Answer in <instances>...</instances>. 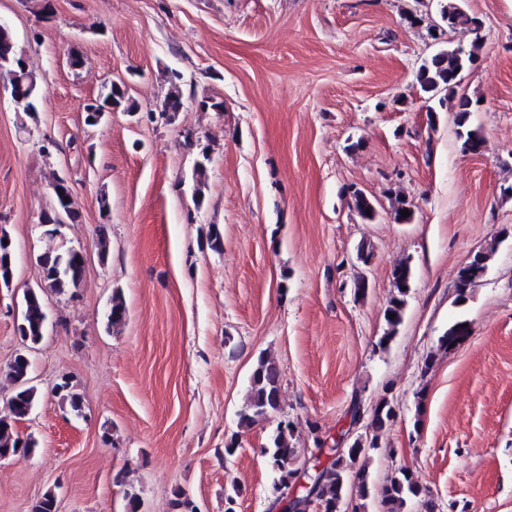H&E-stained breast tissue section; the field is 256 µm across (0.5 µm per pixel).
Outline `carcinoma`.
<instances>
[{
    "label": "carcinoma",
    "mask_w": 512,
    "mask_h": 512,
    "mask_svg": "<svg viewBox=\"0 0 512 512\" xmlns=\"http://www.w3.org/2000/svg\"><path fill=\"white\" fill-rule=\"evenodd\" d=\"M457 29H465L474 35L470 48L462 46L441 49L424 60L415 72V80L420 91L428 100H437L438 105L453 99L456 101L458 132L462 139L461 147L464 151L478 154L485 146V138L481 130L470 123L474 104L471 98L458 94L461 74L477 61L475 53L476 44L482 39V20L464 10L458 0H447L441 6L439 22L428 26L429 35L446 42V37ZM9 60L10 63L26 61L24 51L18 46L17 40L10 29L0 30V60ZM183 75L177 70L168 72L170 89L164 98L167 111L158 113V117L167 123L176 120L177 114L183 108V94L181 90ZM39 77H34L33 83H24L20 88L19 96L29 98L21 107V111L28 116L38 112ZM99 99L121 109L131 117H138L140 105L128 93L124 84L110 83L104 86ZM197 158L193 165L192 201L196 209H201L206 201L204 189L208 165L211 162L210 147L196 144ZM52 186L58 189L54 198V206L61 210L67 206L69 184L65 183L61 175H56ZM353 208L365 222L375 220L377 209L374 201L360 189L351 191ZM407 210L410 216L404 217L401 211ZM390 216L397 224H410L415 217L414 205L404 195L394 193L390 195ZM205 243L209 249L219 251L223 247V235L219 225L210 224L205 231ZM12 251V243L8 242L6 232L0 233V281L8 282L13 277L14 266L2 261L3 252ZM494 248L477 252L472 260L458 272L457 300L464 302L470 286L485 274ZM85 273V258L82 251L75 248H66L45 255L42 280L44 285L30 291H24L21 305V315L16 326V332L23 345L9 363V376L14 390L8 401V414L0 416V450H14L19 447V434L15 429V422L29 416L39 400L36 385L32 384V362L29 350L36 347L43 338L47 321V311L44 297L52 291L62 293L68 288H76L83 280ZM413 268L409 261L396 265L392 271V279L397 294L390 297L384 310V319L387 329L379 340L378 346L383 347L396 335L398 327L403 322L406 307V296L413 279ZM126 305L120 291L112 294L110 307L107 311L108 327L113 328L121 324L126 318ZM395 318H389V315ZM462 323L451 325L438 339L439 346L448 349L462 340L459 335ZM280 373L274 361L259 357L250 375V392L245 406L239 411V424L247 427L250 424L268 415H273L280 409ZM56 395L62 404L68 406L77 416L83 410V398L76 391L71 381L63 377L54 385ZM396 417L394 406L387 399L380 400L374 407L370 426L374 435L370 442L363 440L359 434L350 439L344 454L322 466L321 470L312 473L315 500L321 505L323 512H343L348 506L351 512H365L367 500H377L381 512H403L407 503L427 496L426 489L419 483L414 472L401 467L391 473L378 486L372 484L366 468L358 466L360 460L366 458L367 448L378 447L376 432L392 424ZM294 428L292 422L286 419L278 421L270 435L263 453L276 474V485L282 489H289V481L297 470L284 468V462L296 457L297 450L293 446ZM357 488L356 498L349 496L350 485ZM57 497L54 491L49 490L34 501L31 512H57Z\"/></svg>",
    "instance_id": "obj_1"
}]
</instances>
